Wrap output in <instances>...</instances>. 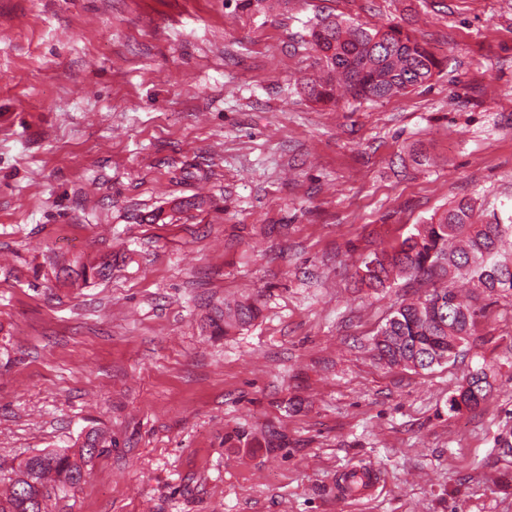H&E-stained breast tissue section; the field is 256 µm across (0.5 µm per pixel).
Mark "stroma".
Segmentation results:
<instances>
[{
  "mask_svg": "<svg viewBox=\"0 0 512 512\" xmlns=\"http://www.w3.org/2000/svg\"><path fill=\"white\" fill-rule=\"evenodd\" d=\"M327 15L440 66L315 102ZM463 198L512 215V0H0V473L95 430L51 512H512V293L452 278L482 314L415 372L371 339L431 283L355 282ZM244 299L258 319L214 334ZM477 368L489 397L449 412ZM355 469L377 488L346 492Z\"/></svg>",
  "mask_w": 512,
  "mask_h": 512,
  "instance_id": "obj_1",
  "label": "stroma"
}]
</instances>
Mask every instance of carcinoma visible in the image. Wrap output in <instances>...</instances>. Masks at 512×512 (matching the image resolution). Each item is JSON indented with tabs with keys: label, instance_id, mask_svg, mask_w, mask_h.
Listing matches in <instances>:
<instances>
[{
	"label": "carcinoma",
	"instance_id": "cac0c4a2",
	"mask_svg": "<svg viewBox=\"0 0 512 512\" xmlns=\"http://www.w3.org/2000/svg\"><path fill=\"white\" fill-rule=\"evenodd\" d=\"M322 75L304 83L317 102L336 100L342 87L352 98L389 99L429 82L438 60L418 39L397 24L366 29L337 18L319 20L310 29ZM512 238V221L486 217L475 204L461 199L438 217L418 224L414 231L388 250L361 261L360 285L387 288L398 276L463 273L490 295L512 292V261L502 258L506 239ZM112 260L80 265L83 280L106 278ZM259 307L250 301L226 305L210 319L217 332L243 327L254 321ZM479 310L464 303L450 285L433 289L425 297L401 303L386 318L374 338L378 361L414 371L431 370L456 358L472 335ZM491 391L487 374L477 369L466 375L448 399L449 410L460 412L486 400ZM106 440L97 432L86 435L78 455L48 451L28 458L9 479L0 512H45V501L57 485L75 486L85 468L102 453Z\"/></svg>",
	"mask_w": 512,
	"mask_h": 512
}]
</instances>
